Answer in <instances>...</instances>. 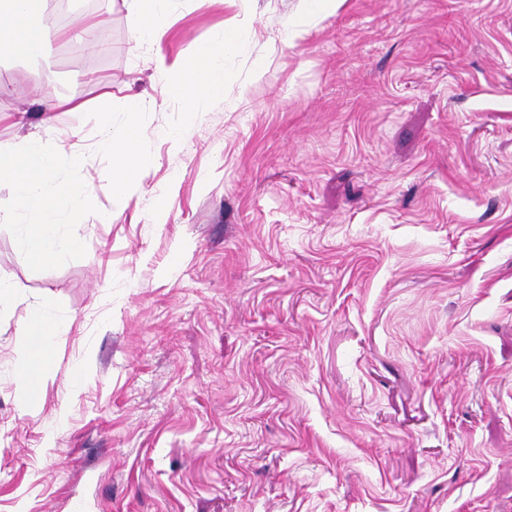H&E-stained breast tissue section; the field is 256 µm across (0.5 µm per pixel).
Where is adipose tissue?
<instances>
[{
    "instance_id": "obj_1",
    "label": "adipose tissue",
    "mask_w": 512,
    "mask_h": 512,
    "mask_svg": "<svg viewBox=\"0 0 512 512\" xmlns=\"http://www.w3.org/2000/svg\"><path fill=\"white\" fill-rule=\"evenodd\" d=\"M173 0H123L133 22L137 48H158L168 31ZM66 38L77 47H85L81 33L50 30L41 20L39 0H0V49L19 58L43 56L53 38ZM240 43L235 27L218 30L210 42L190 58L168 64L156 56L155 67L160 81L170 87L186 118L204 100L224 94V57ZM143 132L137 123H128L121 137L103 133L98 151L112 160V194L124 199L141 183L150 165L142 149ZM62 145L56 139L29 136L9 157H0V183L13 187L12 204L0 206V224L22 227L21 248L28 259L50 262L65 250L82 248L79 235L59 238L58 224H79L80 218L94 208V198L79 180L58 181L57 166ZM64 323L55 317L49 305L33 308L24 325L29 338V359L21 369L24 386L33 387L47 376L50 353Z\"/></svg>"
}]
</instances>
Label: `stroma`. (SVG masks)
I'll use <instances>...</instances> for the list:
<instances>
[{"mask_svg": "<svg viewBox=\"0 0 512 512\" xmlns=\"http://www.w3.org/2000/svg\"><path fill=\"white\" fill-rule=\"evenodd\" d=\"M45 23L90 47L0 58V150L50 134L95 206L55 262L0 225V512H512V0H176L169 62L242 33L178 148L122 0ZM105 112L151 159L121 202ZM64 322L51 313V307L41 304L33 308L24 325V335L29 338V359L21 369L24 386L32 388L47 377L50 353Z\"/></svg>", "mask_w": 512, "mask_h": 512, "instance_id": "35a3bbf8", "label": "stroma"}]
</instances>
